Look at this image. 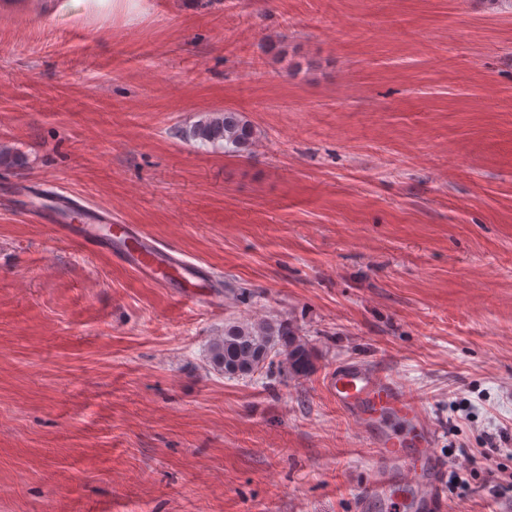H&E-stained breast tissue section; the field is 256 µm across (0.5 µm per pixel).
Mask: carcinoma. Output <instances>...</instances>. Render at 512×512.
<instances>
[{
    "instance_id": "carcinoma-1",
    "label": "carcinoma",
    "mask_w": 512,
    "mask_h": 512,
    "mask_svg": "<svg viewBox=\"0 0 512 512\" xmlns=\"http://www.w3.org/2000/svg\"><path fill=\"white\" fill-rule=\"evenodd\" d=\"M186 138L224 147L226 153H245L254 143L253 126L235 111L209 112ZM283 356L285 370L305 374L312 366L307 343L286 323L235 322L209 347V362L229 378L248 377L262 368L271 353Z\"/></svg>"
}]
</instances>
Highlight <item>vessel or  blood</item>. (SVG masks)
I'll list each match as a JSON object with an SVG mask.
<instances>
[{
  "label": "vessel or blood",
  "instance_id": "b4317fda",
  "mask_svg": "<svg viewBox=\"0 0 512 512\" xmlns=\"http://www.w3.org/2000/svg\"><path fill=\"white\" fill-rule=\"evenodd\" d=\"M34 213L38 222L79 247L110 253L156 284L182 285L189 303H198L208 285L198 267L175 249L132 225L113 223L109 210L74 202ZM325 384L337 407L361 425L377 450V467L356 493V512H446V468L432 452L437 434L396 379L355 361L337 365Z\"/></svg>",
  "mask_w": 512,
  "mask_h": 512
}]
</instances>
